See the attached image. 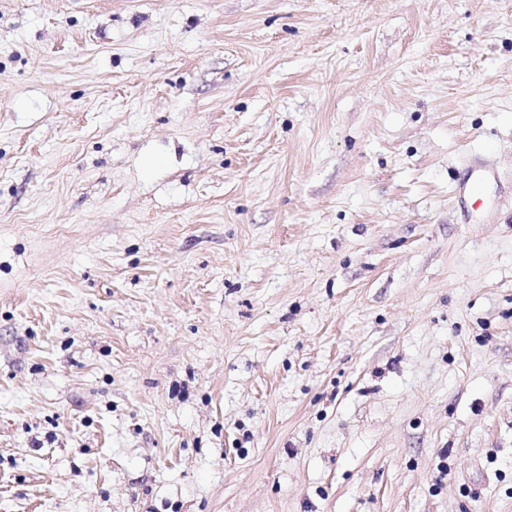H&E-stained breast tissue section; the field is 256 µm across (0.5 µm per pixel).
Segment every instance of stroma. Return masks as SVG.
<instances>
[{
    "instance_id": "1",
    "label": "stroma",
    "mask_w": 512,
    "mask_h": 512,
    "mask_svg": "<svg viewBox=\"0 0 512 512\" xmlns=\"http://www.w3.org/2000/svg\"><path fill=\"white\" fill-rule=\"evenodd\" d=\"M0 512H512V0H0ZM469 174L470 179L461 181L458 186V192L460 195H463V197L471 195L475 198L479 194L484 179L490 175V173L483 163L476 159L469 165Z\"/></svg>"
}]
</instances>
